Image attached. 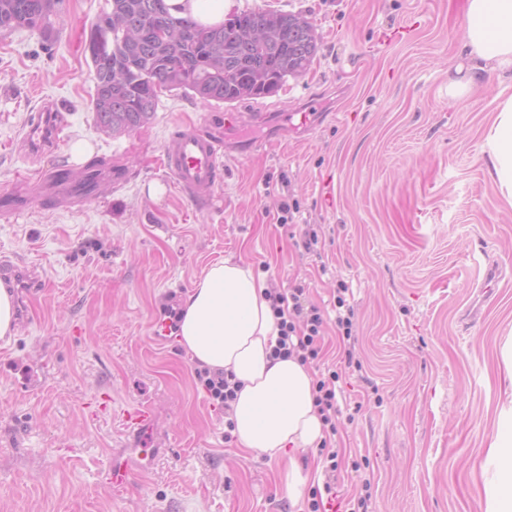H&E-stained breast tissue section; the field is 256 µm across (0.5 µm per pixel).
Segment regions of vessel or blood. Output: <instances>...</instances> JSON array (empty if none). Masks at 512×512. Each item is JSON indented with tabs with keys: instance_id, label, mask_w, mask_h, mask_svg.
Here are the masks:
<instances>
[{
	"instance_id": "b4317fda",
	"label": "vessel or blood",
	"mask_w": 512,
	"mask_h": 512,
	"mask_svg": "<svg viewBox=\"0 0 512 512\" xmlns=\"http://www.w3.org/2000/svg\"><path fill=\"white\" fill-rule=\"evenodd\" d=\"M65 120L59 112L41 113L35 130L42 137L62 142L65 137ZM163 165L173 177L175 185L196 207L204 208L208 199L199 197V190L211 188L222 180V146L211 136L202 133L196 127L186 126L176 131L164 148ZM176 322L166 315L159 314L153 319L151 335L161 344H173L176 339ZM153 460V451L149 448L130 449L126 458L115 461L107 476L113 488L128 489L135 476L148 468Z\"/></svg>"
}]
</instances>
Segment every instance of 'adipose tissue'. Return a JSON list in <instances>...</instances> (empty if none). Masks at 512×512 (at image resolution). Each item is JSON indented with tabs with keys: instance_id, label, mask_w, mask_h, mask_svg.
I'll list each match as a JSON object with an SVG mask.
<instances>
[{
	"instance_id": "ef3b65f1",
	"label": "adipose tissue",
	"mask_w": 512,
	"mask_h": 512,
	"mask_svg": "<svg viewBox=\"0 0 512 512\" xmlns=\"http://www.w3.org/2000/svg\"><path fill=\"white\" fill-rule=\"evenodd\" d=\"M466 13L470 63L448 80L454 97L482 85L490 72L512 80V0H466ZM483 152L492 177L512 199V94L499 102ZM265 291L264 281L243 263L227 258L211 265L185 300L180 343L200 367L239 382L233 433L242 450L280 463V481L297 502L316 475L298 457L318 448L328 428L314 403L311 367L271 355L278 327ZM480 468L494 472L484 485L485 512H512V401L500 409Z\"/></svg>"
}]
</instances>
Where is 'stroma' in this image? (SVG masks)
<instances>
[{
  "mask_svg": "<svg viewBox=\"0 0 512 512\" xmlns=\"http://www.w3.org/2000/svg\"><path fill=\"white\" fill-rule=\"evenodd\" d=\"M305 15L319 51L273 95L229 105L180 91L121 136L101 131L84 48L105 0H63L51 34H0V262L31 280L13 288L18 332L0 340V512H305L278 465L225 440L180 344H155L150 322L181 310L212 264L243 259L267 287L301 286L326 313L322 359L345 402L315 449L338 454L342 499L368 490V512H484L479 464L496 409L512 394L498 358L512 333V204L489 173L486 131L497 75L448 94L464 63L465 0H234ZM319 110L308 111L309 102ZM68 122L35 147L46 105ZM262 112L225 129L216 113ZM307 113L298 131L289 115ZM194 125L224 146V178L193 208L161 166L168 139ZM106 172L91 200L62 205L52 171ZM314 232L305 252L279 223ZM503 275L478 319L460 314L487 264ZM352 289L355 358L338 354L334 301ZM147 407L135 438L125 413ZM155 449L126 491L107 479L125 448Z\"/></svg>",
  "mask_w": 512,
  "mask_h": 512,
  "instance_id": "1",
  "label": "stroma"
}]
</instances>
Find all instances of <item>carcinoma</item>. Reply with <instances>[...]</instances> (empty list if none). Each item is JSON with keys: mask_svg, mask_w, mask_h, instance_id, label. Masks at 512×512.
Masks as SVG:
<instances>
[{"mask_svg": "<svg viewBox=\"0 0 512 512\" xmlns=\"http://www.w3.org/2000/svg\"><path fill=\"white\" fill-rule=\"evenodd\" d=\"M85 46L95 80L91 110L97 126L120 136L149 123L160 94L182 91L216 103L274 94L289 76L305 72L318 52L314 28L300 13L250 9L205 26L175 17L167 0H106ZM62 0H0V33L52 28ZM182 35L169 39L165 25ZM110 31L112 52L93 42Z\"/></svg>", "mask_w": 512, "mask_h": 512, "instance_id": "1", "label": "carcinoma"}]
</instances>
